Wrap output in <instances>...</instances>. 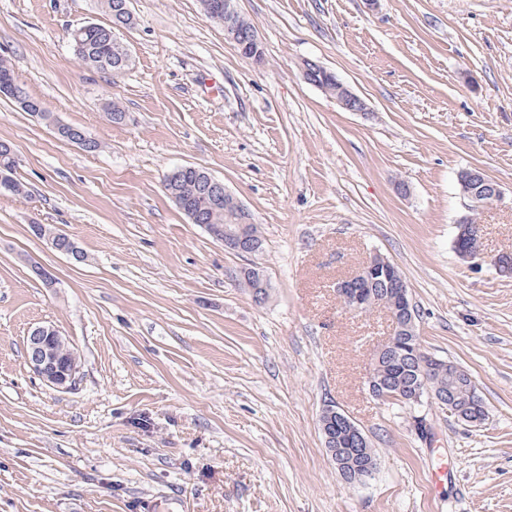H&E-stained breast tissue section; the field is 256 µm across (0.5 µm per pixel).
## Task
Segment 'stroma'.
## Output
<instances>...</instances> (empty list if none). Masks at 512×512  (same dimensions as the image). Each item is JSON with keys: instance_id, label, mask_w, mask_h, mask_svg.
I'll list each match as a JSON object with an SVG mask.
<instances>
[{"instance_id": "1", "label": "stroma", "mask_w": 512, "mask_h": 512, "mask_svg": "<svg viewBox=\"0 0 512 512\" xmlns=\"http://www.w3.org/2000/svg\"><path fill=\"white\" fill-rule=\"evenodd\" d=\"M236 8L262 64L200 0H131V61L115 76L81 65L67 40L108 22L100 0H0V57L102 145L87 153L0 97V142L25 187L0 192V512H512V276L454 248L467 213L457 175L476 169L503 190L475 215L483 253L512 254V0ZM305 59L370 115L305 82ZM112 102L123 123L107 120ZM182 166L242 201L259 253L190 223L163 188ZM375 253L400 268L423 349L474 381L483 424L428 397L370 394L389 318L348 312L335 285ZM249 267L268 279L264 304L240 284ZM39 325L79 353L71 389L30 373L25 337ZM329 404L376 453L363 481L346 482L325 447ZM328 91L334 95L336 90V102L344 110L348 112H356L362 115H368L370 109L367 103L357 95L347 84L336 77V85L324 84ZM337 87V88H336ZM48 230H52L51 225H42V224H33L32 227L38 232L40 237H46L49 241L50 245L53 247L55 251L58 253H61L63 255H66L78 262L81 261V252L79 251L78 247L74 243V241L66 234L60 233L57 231L52 232H46V228ZM60 239H65L68 243V247L64 248L62 246H65V243H62V246H60Z\"/></svg>"}]
</instances>
